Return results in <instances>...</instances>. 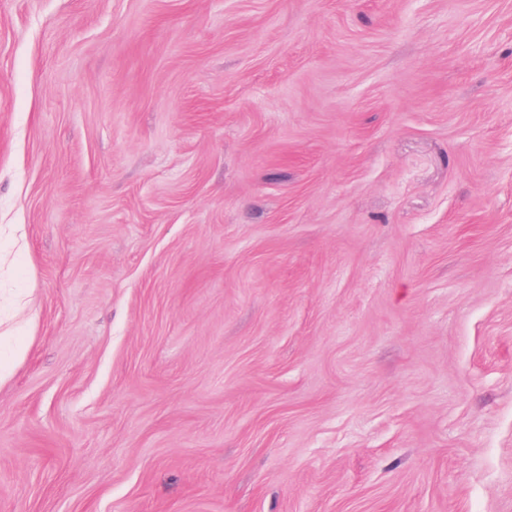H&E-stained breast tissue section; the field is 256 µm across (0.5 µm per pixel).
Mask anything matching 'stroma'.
Returning <instances> with one entry per match:
<instances>
[{
	"label": "stroma",
	"instance_id": "35a3bbf8",
	"mask_svg": "<svg viewBox=\"0 0 512 512\" xmlns=\"http://www.w3.org/2000/svg\"><path fill=\"white\" fill-rule=\"evenodd\" d=\"M0 512H512V0H0ZM26 332L21 324L8 328L5 333H0V385L10 376L11 363L8 358H1V346L8 344L14 354V358L22 356L27 349Z\"/></svg>",
	"mask_w": 512,
	"mask_h": 512
}]
</instances>
